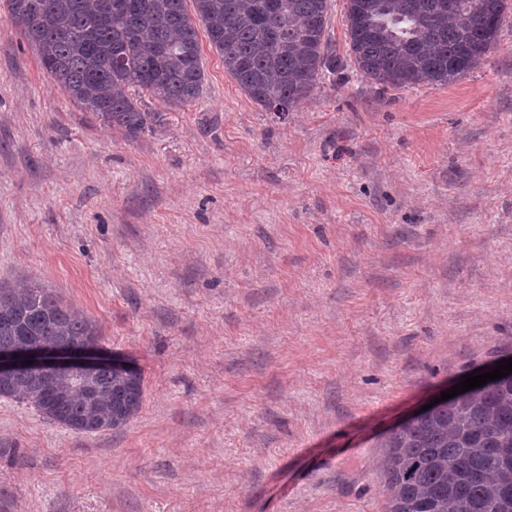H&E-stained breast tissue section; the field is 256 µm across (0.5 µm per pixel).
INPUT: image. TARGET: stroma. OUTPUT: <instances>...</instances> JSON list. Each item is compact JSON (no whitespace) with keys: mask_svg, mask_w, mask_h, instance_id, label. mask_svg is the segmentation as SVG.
Masks as SVG:
<instances>
[{"mask_svg":"<svg viewBox=\"0 0 512 512\" xmlns=\"http://www.w3.org/2000/svg\"><path fill=\"white\" fill-rule=\"evenodd\" d=\"M199 100L130 142L0 2V280L144 378L122 431L0 399V512H386L382 442L512 356V9L449 86L321 83L286 119L199 39Z\"/></svg>","mask_w":512,"mask_h":512,"instance_id":"1","label":"stroma"}]
</instances>
